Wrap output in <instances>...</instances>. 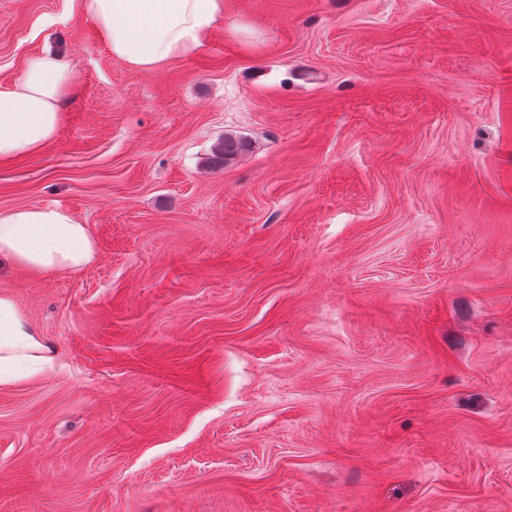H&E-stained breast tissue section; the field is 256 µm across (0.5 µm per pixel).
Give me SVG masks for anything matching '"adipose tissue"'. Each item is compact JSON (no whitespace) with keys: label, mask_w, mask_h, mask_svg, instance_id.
I'll return each instance as SVG.
<instances>
[{"label":"adipose tissue","mask_w":512,"mask_h":512,"mask_svg":"<svg viewBox=\"0 0 512 512\" xmlns=\"http://www.w3.org/2000/svg\"><path fill=\"white\" fill-rule=\"evenodd\" d=\"M81 10L114 58L151 71L198 50L223 15L224 0H81ZM73 82L72 69L47 47L28 60L17 81L0 85V160L30 155L54 139ZM96 258L88 226L63 207L0 212V266L56 277ZM57 359L11 295L1 292L0 384L30 377Z\"/></svg>","instance_id":"obj_1"}]
</instances>
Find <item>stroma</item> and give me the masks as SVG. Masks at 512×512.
<instances>
[{
  "label": "stroma",
  "mask_w": 512,
  "mask_h": 512,
  "mask_svg": "<svg viewBox=\"0 0 512 512\" xmlns=\"http://www.w3.org/2000/svg\"><path fill=\"white\" fill-rule=\"evenodd\" d=\"M48 45L0 212L98 257L0 268L59 352L0 385V512H512V0H224L155 71L0 0V85ZM73 82L72 69L47 46L17 81L0 85V160L30 155L55 138ZM252 142L242 136L227 134L215 143L212 148L209 164L217 169L224 168L236 158L249 152ZM97 258L88 225L60 206H19L0 212V267L44 277L80 271Z\"/></svg>",
  "instance_id": "stroma-1"
}]
</instances>
